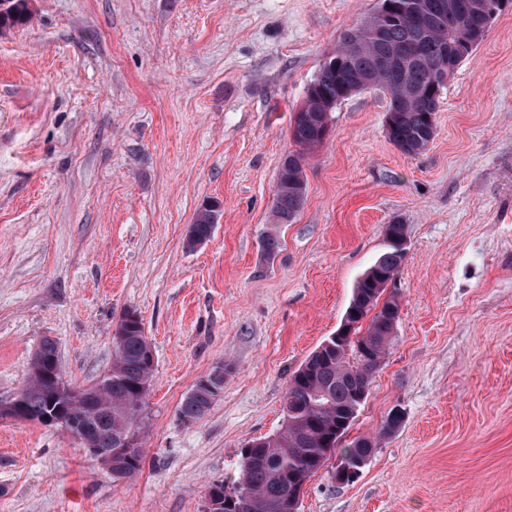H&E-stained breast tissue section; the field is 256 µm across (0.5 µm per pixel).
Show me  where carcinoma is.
<instances>
[{
	"label": "carcinoma",
	"instance_id": "obj_1",
	"mask_svg": "<svg viewBox=\"0 0 512 512\" xmlns=\"http://www.w3.org/2000/svg\"><path fill=\"white\" fill-rule=\"evenodd\" d=\"M472 7L470 21L459 23L454 14L438 4ZM393 10L373 12L339 37L329 54V65L319 69L305 97L293 111L290 131L296 150L288 152L278 171L274 217L280 224L292 221L306 196L303 165L321 147L331 132V112L338 103L368 89H379L388 98L385 132L389 141L407 156L423 153L436 134V112L447 82L438 79L445 70L443 54L454 58L450 75L486 39L489 26L479 12L482 0H425L426 15L415 8L419 0H390ZM28 0H0V34L29 22ZM360 45L356 52L349 43ZM219 204L203 206L190 225L186 245L190 248L211 238ZM385 250L357 279L349 318L359 323L355 341L328 337L293 374L289 383L284 424L275 436L253 439L240 451V474L231 492L224 483L210 485L220 498L222 512H290L291 499L302 493L308 479L317 473L336 450V433L347 431L350 421L367 396L377 363L385 354L399 317V302L389 296L384 309L375 314L387 283L405 258L400 243L406 225L394 221L385 226ZM368 321L367 326L360 323ZM112 378L91 398L96 412V430L89 443L112 450V475L132 478L143 465L141 445L129 450L113 447L114 438L139 435L142 414L150 395L154 362L148 358V343L140 317L126 313L112 336ZM33 367L21 389L27 421L40 422L56 408L70 419L88 414L83 404L51 402L45 382ZM218 385L195 383L181 402L183 421L194 422L212 407ZM377 447L371 438L348 445L342 455L362 458Z\"/></svg>",
	"mask_w": 512,
	"mask_h": 512
}]
</instances>
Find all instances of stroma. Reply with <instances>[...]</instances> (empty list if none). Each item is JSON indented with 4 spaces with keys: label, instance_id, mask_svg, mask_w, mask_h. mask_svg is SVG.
I'll return each instance as SVG.
<instances>
[{
    "label": "stroma",
    "instance_id": "35a3bbf8",
    "mask_svg": "<svg viewBox=\"0 0 512 512\" xmlns=\"http://www.w3.org/2000/svg\"><path fill=\"white\" fill-rule=\"evenodd\" d=\"M377 3L29 0L0 36V403L47 336L74 384L111 366L125 312L155 353L141 472L115 479L60 429L0 420V512H203L241 448L280 431L292 375L394 221L399 318L346 433L377 446L347 484L327 461L299 512H512V10L447 83L422 154L388 140L382 91L356 94L305 162L302 209L272 221L291 113ZM210 201L215 230L187 248ZM222 361L221 395L184 423ZM218 375H224L222 363L215 366L209 375L201 377L199 383L196 381L184 397L179 409L180 417L184 422H194L210 410L216 399V393L214 389L200 383H209V380H213Z\"/></svg>",
    "mask_w": 512,
    "mask_h": 512
}]
</instances>
